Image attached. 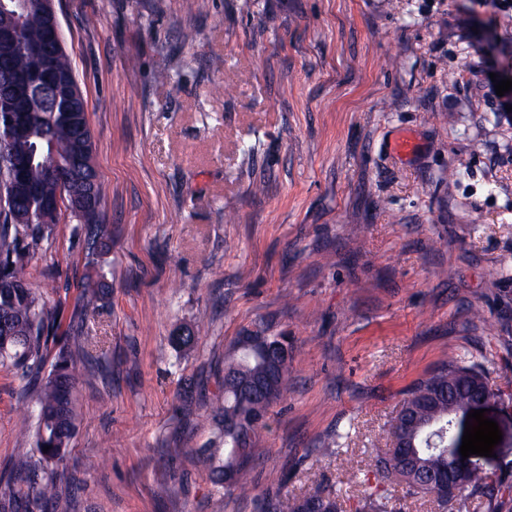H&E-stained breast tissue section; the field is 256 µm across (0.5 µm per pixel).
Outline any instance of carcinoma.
I'll return each mask as SVG.
<instances>
[{
    "label": "carcinoma",
    "mask_w": 512,
    "mask_h": 512,
    "mask_svg": "<svg viewBox=\"0 0 512 512\" xmlns=\"http://www.w3.org/2000/svg\"><path fill=\"white\" fill-rule=\"evenodd\" d=\"M30 0L16 44L0 48V88L17 73L28 69L34 48L42 40L43 18ZM56 112L53 122L39 121L24 139H10L5 127L8 105L0 100V365L18 375L35 392L37 405L36 447L38 461L26 456L13 458L0 471V512H51L56 498L60 466L76 427L72 402L75 371L78 365L92 357L90 345L72 346L67 337L58 334L55 314L42 302L27 277L30 248L49 238L57 215L46 212L39 198L17 200L8 163L13 156L28 159L27 178L43 196H54L60 187L49 178V172L70 157L73 131L63 117L67 111L66 91L60 88L54 95ZM16 208L30 211L28 224L7 223L8 213ZM84 224L86 245L91 254H101L109 225L102 223V212L89 211L79 217ZM101 272L88 274L80 282L78 307L85 312L100 299ZM255 342L240 336L232 345L231 355L224 364L222 390L212 403V419L217 428L214 447L206 450L205 464L210 482L224 495L231 497L247 484L248 473L256 459L259 427L258 417L288 394L291 380L293 347L288 337L272 335L268 328L255 330ZM54 348V368L46 377L41 367L49 348ZM481 373L479 364L457 356L442 360L428 377L412 384L405 392L400 409L390 422L395 430L404 419L424 421L427 426L416 428L415 451L417 465L378 474L386 480L395 479L406 488L409 496L429 495L431 476L438 473L441 457L448 454L444 436L435 437L437 448L429 447L428 436L448 425V416L433 417L426 402L432 397L448 398V386L456 388L457 397L467 391L461 376ZM49 447L43 451V447ZM487 486L482 472H470L456 498L463 507L481 488ZM297 497H275L263 501L261 512H298Z\"/></svg>",
    "instance_id": "cac0c4a2"
}]
</instances>
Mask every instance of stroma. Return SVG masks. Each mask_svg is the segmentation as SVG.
I'll list each match as a JSON object with an SVG mask.
<instances>
[{
  "instance_id": "1",
  "label": "stroma",
  "mask_w": 512,
  "mask_h": 512,
  "mask_svg": "<svg viewBox=\"0 0 512 512\" xmlns=\"http://www.w3.org/2000/svg\"><path fill=\"white\" fill-rule=\"evenodd\" d=\"M238 2H54L112 227L104 298L82 315L77 218L61 211L30 254L61 332L95 344L57 512H259L319 490L344 512L371 494L434 512L374 462L405 390L452 355L479 363L502 432L477 459L494 494L461 512H512V91L493 84L512 77V5ZM260 323L292 343L293 388L227 498L200 452L224 356ZM36 416L0 368V468L30 453Z\"/></svg>"
}]
</instances>
